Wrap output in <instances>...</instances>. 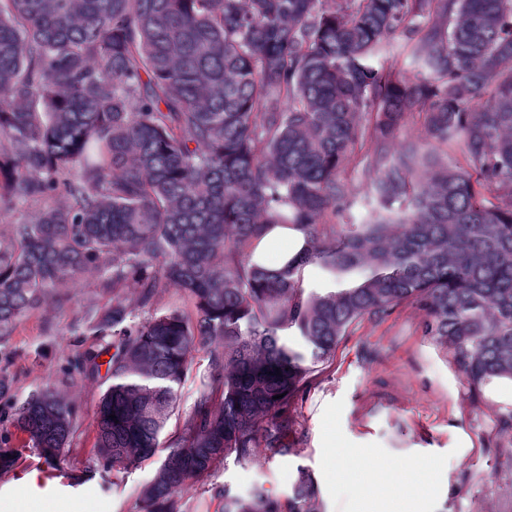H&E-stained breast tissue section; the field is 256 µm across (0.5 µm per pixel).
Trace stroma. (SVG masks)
<instances>
[{
    "label": "stroma",
    "mask_w": 512,
    "mask_h": 512,
    "mask_svg": "<svg viewBox=\"0 0 512 512\" xmlns=\"http://www.w3.org/2000/svg\"><path fill=\"white\" fill-rule=\"evenodd\" d=\"M365 163L359 149L346 162L343 177L352 191L337 224L363 223L371 210L374 176ZM61 296L0 343V370L12 380L0 399V433L9 429L13 407L48 386L75 407L76 425L56 464L20 449L15 467L0 473V504L13 512H140L141 492L161 459L120 472L103 468L93 448L94 419L110 380L72 366L79 352L107 344L83 315L108 297L93 274ZM424 320L421 309L405 303L352 325L334 361L307 377L288 437L296 454L260 447L248 460L228 457L208 478L183 487V512H222L226 488L244 495L261 485L286 496L301 468L317 488L312 512H512V429L501 423L512 410V389H470L446 346L424 335ZM207 366L206 350L195 352L167 432L191 414ZM345 461L360 468L359 481L340 471ZM34 470L43 478L40 495L24 486Z\"/></svg>",
    "instance_id": "stroma-1"
}]
</instances>
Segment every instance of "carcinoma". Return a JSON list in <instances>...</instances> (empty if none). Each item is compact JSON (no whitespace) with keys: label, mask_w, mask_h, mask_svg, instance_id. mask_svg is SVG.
<instances>
[{"label":"carcinoma","mask_w":512,"mask_h":512,"mask_svg":"<svg viewBox=\"0 0 512 512\" xmlns=\"http://www.w3.org/2000/svg\"><path fill=\"white\" fill-rule=\"evenodd\" d=\"M397 34L411 78L373 65ZM410 112L424 148L383 163ZM367 139L374 206L338 232L341 172ZM457 151L469 169L448 161ZM20 204L29 214L0 233V340L86 273L112 289L85 312L112 337L104 467L156 455L208 350L142 512H181L187 482L231 455L298 453L307 376L352 324L402 303L470 386L512 382V0H0V216ZM275 225L305 247L271 272L253 250ZM310 266L331 287H304ZM129 283L144 307L174 288L191 311L132 325ZM100 356L75 367L94 375ZM12 424L53 463L75 411L47 389ZM17 460L0 440V471ZM315 494L300 469L288 498L226 489L224 512H309ZM208 366V356L205 349H200L193 355L190 373L181 388L180 400L175 415L169 421L160 440H167L171 433L182 426L184 420L191 414L194 401L198 390L201 387V381L206 374Z\"/></svg>","instance_id":"carcinoma-1"}]
</instances>
